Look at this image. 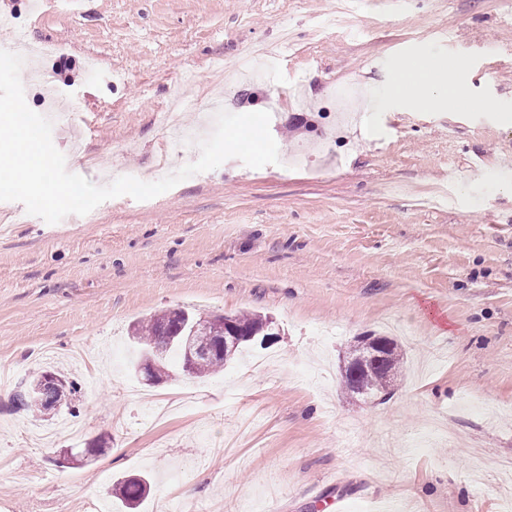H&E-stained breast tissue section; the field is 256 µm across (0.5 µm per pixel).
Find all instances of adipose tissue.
<instances>
[{
  "label": "adipose tissue",
  "mask_w": 512,
  "mask_h": 512,
  "mask_svg": "<svg viewBox=\"0 0 512 512\" xmlns=\"http://www.w3.org/2000/svg\"><path fill=\"white\" fill-rule=\"evenodd\" d=\"M439 94L452 109L456 108L461 96L446 66L433 61L412 60L405 63L393 87L394 97L408 101L418 110L430 108Z\"/></svg>",
  "instance_id": "adipose-tissue-1"
}]
</instances>
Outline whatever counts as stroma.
Masks as SVG:
<instances>
[{"instance_id":"obj_1","label":"stroma","mask_w":512,"mask_h":512,"mask_svg":"<svg viewBox=\"0 0 512 512\" xmlns=\"http://www.w3.org/2000/svg\"><path fill=\"white\" fill-rule=\"evenodd\" d=\"M346 0H0V48L15 31L49 45L22 68L35 112L69 172L152 182L199 157L156 114L174 93L183 120L208 102L241 114L282 105L280 162L231 158L146 201L107 200L55 224L0 202V364L18 378L64 370L80 396L34 445L31 418L0 391V512H125L106 497L148 477L137 512L165 498L198 512H507L512 486V0H373L350 27ZM440 58L493 110L418 112L390 87L407 60ZM459 184L433 205L449 172ZM182 308L274 321L246 346L268 359L248 385L236 362L206 382L142 384L128 368L130 323ZM394 339L391 395H348L340 365L365 335ZM107 437L104 453L65 450Z\"/></svg>"}]
</instances>
